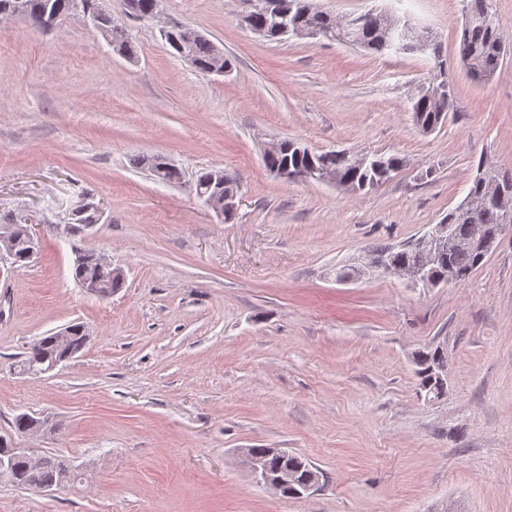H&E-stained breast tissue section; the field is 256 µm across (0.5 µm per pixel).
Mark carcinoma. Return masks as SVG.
I'll return each instance as SVG.
<instances>
[{
  "instance_id": "carcinoma-1",
  "label": "carcinoma",
  "mask_w": 512,
  "mask_h": 512,
  "mask_svg": "<svg viewBox=\"0 0 512 512\" xmlns=\"http://www.w3.org/2000/svg\"><path fill=\"white\" fill-rule=\"evenodd\" d=\"M95 0H23L28 11L27 21L34 27L48 32L51 27L44 24L45 13L54 15L59 22L65 17L82 10ZM283 8L268 12L257 10L252 15L250 29H260L267 38L287 40L298 37V33L312 27H320V33L330 36L338 42H353L357 46L375 52L391 50L396 54L417 52L434 47V37L422 30L416 32L415 39L405 42L399 37L398 29L403 25L401 18L386 11L364 13L354 18L355 24L345 30L336 20H322L317 14L314 0H282ZM463 27L460 38V55L468 73L478 81L492 78L501 65L505 49L495 19L493 0H460ZM96 29L108 40L112 49L123 54L132 55V49L125 37L123 27L112 16L99 19ZM171 49L181 58L195 66L202 74L210 75L212 70L232 69V61L224 52L203 35H198L192 42L182 45L181 29L171 28L163 33ZM455 87L448 83V94L434 95L418 92L411 100V112L416 124L426 126L437 122L440 114L453 111ZM265 166L281 168L288 165L309 172L306 180L315 179L323 172L333 173L340 185L348 190H364L379 185L391 177L402 165V159L395 155L374 153L370 163L356 167L344 151L289 152L281 150L265 156ZM139 164L145 167L154 179L161 183H176L183 179L182 171L168 158L162 155L144 156ZM512 183V171L498 170L479 160L476 165V177L467 197L455 208L448 210L445 223L451 234L464 242V246L440 254L433 266L434 275L443 280L453 277L462 282L479 267L489 253L481 249V244L490 238L497 225L503 223L505 213H512V193L497 200H488L486 196L496 183ZM196 194L224 197L238 191L237 181L221 169L200 172L193 180ZM101 212L95 204L89 203L82 210L72 214L68 223L80 228L86 224H97ZM2 224L12 225L11 242L12 263L24 266L28 258L29 227L17 224L8 217L0 219ZM82 262L73 266L74 279L81 283L93 280L101 275V254L93 250H80ZM383 256L394 266H411L425 260L424 255L404 243L399 246H380L371 251V258ZM65 352V347L56 342L55 336H43L36 340L24 353L20 370L28 374H40L47 369L50 361ZM445 362V355L439 350L422 351L416 354V374L420 389L426 396L435 398L443 395L448 382H439L430 369ZM251 457L260 461L268 469L279 468L283 460L269 448L248 449ZM52 463L33 466L24 455L14 459V469L18 473L12 484L25 488H42L49 485H63L73 482L77 475L71 467L57 457H51Z\"/></svg>"
}]
</instances>
